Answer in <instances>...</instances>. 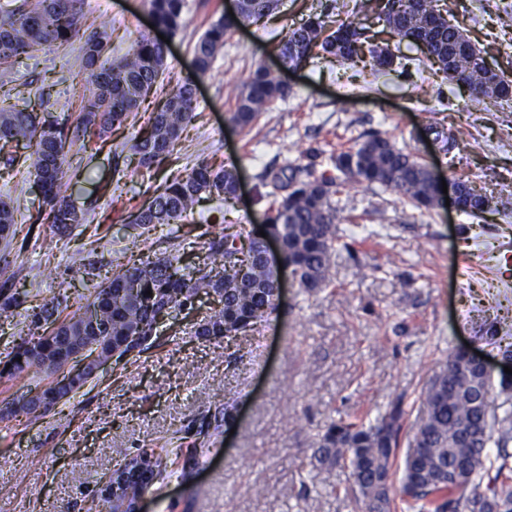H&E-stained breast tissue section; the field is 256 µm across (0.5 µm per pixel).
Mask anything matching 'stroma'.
Instances as JSON below:
<instances>
[{
  "instance_id": "obj_1",
  "label": "stroma",
  "mask_w": 512,
  "mask_h": 512,
  "mask_svg": "<svg viewBox=\"0 0 512 512\" xmlns=\"http://www.w3.org/2000/svg\"><path fill=\"white\" fill-rule=\"evenodd\" d=\"M331 0H279L264 22L229 35L210 71L197 80V120L171 157L146 170L130 161V146L160 96L148 95L138 115L101 146H72L74 204L90 231L58 238L30 225L39 190L23 166L0 155V195L19 207L11 243L0 241V288L28 293L25 304L0 311V362L28 336L37 301L59 298L69 311L86 304L95 283L63 281L75 254L111 276L118 260L172 251L201 263L207 238L233 224L243 236L261 228L263 169L315 150L377 132L419 158L442 178L482 187L491 201L470 217L452 208L424 214L402 195L356 183L340 196L337 247L329 284L309 293L286 284L279 310L253 336L238 341L235 369L224 343L194 336V316L160 324L158 345L130 362H114L96 385L57 413L31 423L0 421V512H86L96 482L141 448H167L168 475L148 493L147 512H359L348 472L318 468L316 441L338 419L384 416L402 402L409 441L424 381L463 345L498 364V345L480 339L487 319L512 343V103L471 101L431 63L421 73H380L364 82L359 69L313 56L282 69L272 47L289 24ZM89 13L68 44L19 57L0 67V96L25 107L51 90V114L76 122L75 100L90 90L83 46L106 32V56L122 59L150 28L148 0H88ZM237 0H185L180 29L170 35L164 86L190 71L194 46ZM484 51L490 70L512 78V0H441ZM282 70L293 92L240 129L227 117L250 72ZM455 134L445 150L436 132ZM235 169L239 198L203 200L188 220L139 236L127 217L154 189L199 160ZM223 213L224 223L213 220Z\"/></svg>"
}]
</instances>
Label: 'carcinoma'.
<instances>
[{"label":"carcinoma","instance_id":"obj_1","mask_svg":"<svg viewBox=\"0 0 512 512\" xmlns=\"http://www.w3.org/2000/svg\"><path fill=\"white\" fill-rule=\"evenodd\" d=\"M277 0H237L235 17L221 16L194 48L195 76L206 74L226 35L245 23L271 16ZM157 28L175 33L181 22L184 0H149ZM86 0H21L14 10L0 12V67L40 46L67 43L82 25ZM352 18L328 24L325 15L311 13L273 47L286 66H298L315 53L332 56L341 65H354L370 58V68L391 69L396 57L388 50L393 39L418 45L426 59L448 81L465 86L473 100L512 103V81L479 65L483 51L448 19L447 11L433 0H354L347 10ZM104 34L93 33L85 42L84 68L93 85L80 103L82 133L99 139L119 129L135 116L143 99L156 87L164 71L166 50L151 38H141L118 62L102 59ZM292 93L278 76L259 65L243 82L228 120L235 126H250L271 105ZM196 99L185 77L164 93L143 132L131 145L138 166L147 170L172 155L181 132L196 121ZM74 139L70 126L38 116L33 109L5 106L0 101V152L10 149L8 161H31L40 188L36 220L51 225L63 236L85 227L84 213L77 209L63 186L68 177V153ZM31 148L20 158L11 148ZM320 154L310 161H288L264 174L273 192L266 195V232L281 243V264L291 268L300 287L314 292L329 283L332 255L339 223L332 196L352 182L379 184L408 198L418 209L437 207L436 188L426 165L378 133L364 135L331 158L336 175L320 169ZM234 169L215 168L201 159L184 175L167 182L137 210L134 226L151 231L175 224L193 213L203 199L226 202L236 196ZM489 199L470 183L461 182V212L477 215ZM16 207L0 197V239L16 234ZM210 269H186L180 256H141L117 266L112 277L99 285L83 311L62 319L74 336H85L105 358L128 353L126 337L150 334L157 314L165 305L192 306L196 298L211 292L223 307L209 315L196 336L214 339L246 338L276 313V269L262 257L255 239L237 232H223L204 242ZM62 275L82 281L90 275L82 259H72ZM152 295H145L146 291ZM60 302L44 301L35 314L50 323L59 319ZM41 347L67 360L69 351L49 338V333L31 335L19 344L0 369V374L19 377L42 373L50 376L32 358ZM512 391V380L493 381L492 374L474 366L465 355H448L422 389V404L413 434L403 457L399 479L393 464L400 447L404 411L401 403L369 423L339 419L331 423L316 442L320 466L349 469V489L362 512H397V502L422 512H512V414L491 413L489 395L493 386ZM498 437H493V434ZM495 442L497 455L489 454Z\"/></svg>","mask_w":512,"mask_h":512}]
</instances>
